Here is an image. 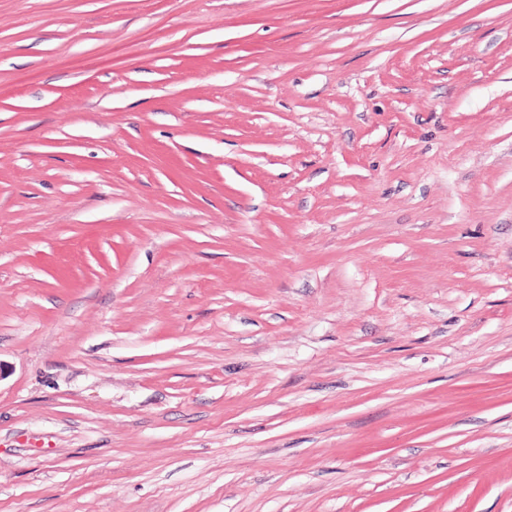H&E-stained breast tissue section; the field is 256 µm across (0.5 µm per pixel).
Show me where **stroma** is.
<instances>
[{
    "mask_svg": "<svg viewBox=\"0 0 512 512\" xmlns=\"http://www.w3.org/2000/svg\"><path fill=\"white\" fill-rule=\"evenodd\" d=\"M0 512H512V0H0Z\"/></svg>",
    "mask_w": 512,
    "mask_h": 512,
    "instance_id": "35a3bbf8",
    "label": "stroma"
}]
</instances>
